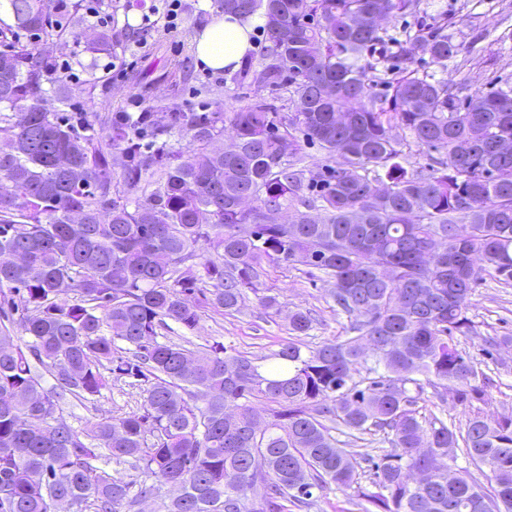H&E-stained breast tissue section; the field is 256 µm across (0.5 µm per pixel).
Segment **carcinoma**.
I'll return each mask as SVG.
<instances>
[{"label":"carcinoma","instance_id":"cac0c4a2","mask_svg":"<svg viewBox=\"0 0 512 512\" xmlns=\"http://www.w3.org/2000/svg\"><path fill=\"white\" fill-rule=\"evenodd\" d=\"M4 2L37 41L0 29V512H54L58 497L72 512L148 498L159 512H286L353 488L359 512H512V414L481 413L494 380L457 344L474 333V288L512 280V150L499 149L512 86L470 92L419 71L420 52L440 66L459 52L448 21L389 37L384 66L370 55L379 20L415 16L418 0H222L262 12L259 79L293 85L294 112H154L145 144L130 115L103 128L46 107L69 100L45 46L78 24L77 5ZM84 51L110 54L112 38ZM226 121L229 157L212 147ZM396 127L435 152L426 171L404 167ZM302 140L336 165L295 167ZM288 206L292 223L260 221ZM266 265L318 270L347 335L312 346L317 319L290 310L270 369L220 342L167 341L251 293L280 315L279 295L259 294ZM118 381L141 390V411L66 421V397L92 404ZM365 441L381 454L363 467L351 448ZM460 454L489 486L448 482Z\"/></svg>","mask_w":512,"mask_h":512}]
</instances>
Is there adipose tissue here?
<instances>
[{
    "instance_id": "ef3b65f1",
    "label": "adipose tissue",
    "mask_w": 512,
    "mask_h": 512,
    "mask_svg": "<svg viewBox=\"0 0 512 512\" xmlns=\"http://www.w3.org/2000/svg\"><path fill=\"white\" fill-rule=\"evenodd\" d=\"M262 22V17L257 15L246 21L230 13L214 17L194 39L199 67L212 71L238 70L253 50L254 30Z\"/></svg>"
}]
</instances>
